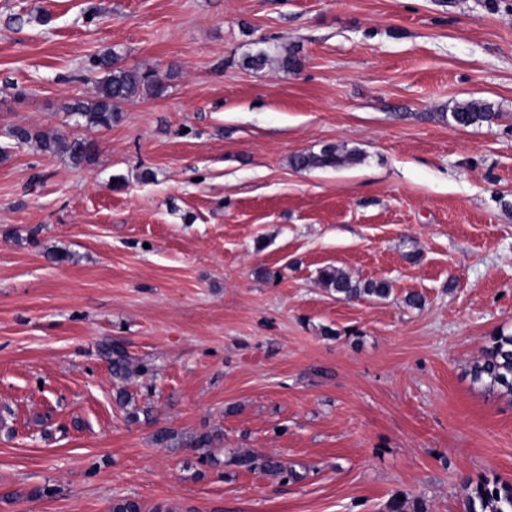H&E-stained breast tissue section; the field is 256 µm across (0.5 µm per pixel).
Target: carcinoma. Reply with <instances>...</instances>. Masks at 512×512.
I'll list each match as a JSON object with an SVG mask.
<instances>
[{"instance_id": "carcinoma-1", "label": "carcinoma", "mask_w": 512, "mask_h": 512, "mask_svg": "<svg viewBox=\"0 0 512 512\" xmlns=\"http://www.w3.org/2000/svg\"><path fill=\"white\" fill-rule=\"evenodd\" d=\"M274 61L287 70L299 64L296 54L292 52L283 55L268 49H261L250 55L247 64L252 69L260 70ZM90 71L99 75L94 97L89 101L79 100L72 106L73 114L87 126L109 128L118 119V103L144 96L160 97L165 91V85L156 72L123 67L115 52L95 56L91 60ZM495 118L493 105L482 99L460 102L452 112L443 116V119L463 128L489 124ZM8 138L19 146L35 143L44 153H64L76 166H90L96 162V146L84 139L67 140L24 125L11 127ZM355 158L354 152L336 145L326 147L318 153L298 154L293 157V166L297 169H336ZM320 280L329 291L347 300L365 296L385 298L391 292L390 284L385 280H368L363 283L354 281L334 267L323 269ZM140 372L141 366L130 361L122 352H113L112 373L115 376L129 379ZM469 375L472 383L476 385L512 396V335L499 334L490 337V342L481 356L471 364ZM466 512H512V483L496 479L477 482L467 497Z\"/></svg>"}]
</instances>
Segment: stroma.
Instances as JSON below:
<instances>
[{"label":"stroma","instance_id":"35a3bbf8","mask_svg":"<svg viewBox=\"0 0 512 512\" xmlns=\"http://www.w3.org/2000/svg\"><path fill=\"white\" fill-rule=\"evenodd\" d=\"M268 46L299 67H245ZM106 51L167 90L85 126ZM470 98L498 119L442 120ZM334 144L359 162L291 164ZM4 145L0 512H465L512 482V397L468 375L512 334V0H0ZM7 135L11 141L19 146L35 143L43 153H64L76 166H90L96 162V146L84 139L73 138L67 140L61 136L49 135L24 125L11 127ZM320 280L325 288L346 300L361 297L385 298L390 292V284L385 280L353 281L337 268L328 267L320 272ZM466 512H512V483L480 480L470 489Z\"/></svg>","mask_w":512,"mask_h":512}]
</instances>
